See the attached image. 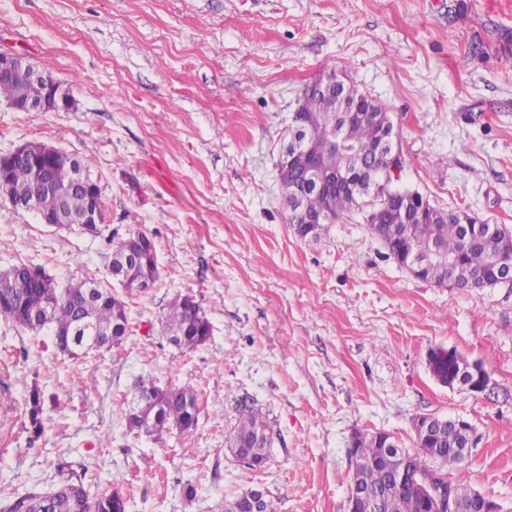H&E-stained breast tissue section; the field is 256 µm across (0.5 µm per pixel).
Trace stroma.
Masks as SVG:
<instances>
[{
  "instance_id": "1",
  "label": "stroma",
  "mask_w": 512,
  "mask_h": 512,
  "mask_svg": "<svg viewBox=\"0 0 512 512\" xmlns=\"http://www.w3.org/2000/svg\"><path fill=\"white\" fill-rule=\"evenodd\" d=\"M0 51L73 102L18 112L1 100L0 154L38 140L92 157L104 202L93 237L17 214L0 193V269L30 260L61 282L102 278L111 235L142 232L160 271L128 297L133 331L108 351L71 359L46 332L0 323V507L62 458L90 495L120 490L127 512H224L250 485L276 512H344L351 433L408 448L428 413L473 424L452 478L512 508V288L415 279L357 213L299 239L277 176L298 97L333 70L390 112L400 187L512 230V0H0ZM180 295L212 325L190 352L162 331ZM436 347L482 363L489 391L437 384ZM145 374L197 389L195 428L127 431L124 398ZM35 386L50 401L34 441ZM242 398L270 426L257 470L225 447Z\"/></svg>"
}]
</instances>
